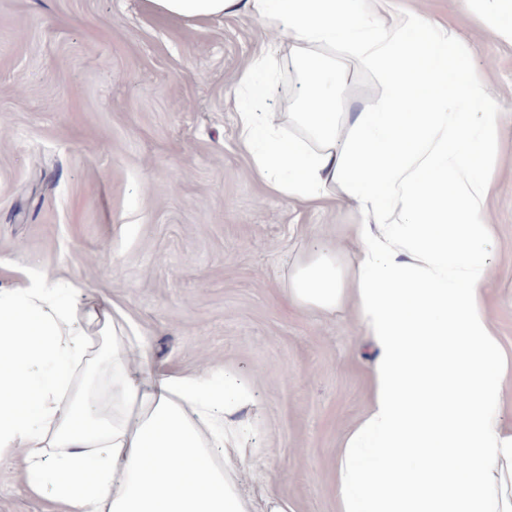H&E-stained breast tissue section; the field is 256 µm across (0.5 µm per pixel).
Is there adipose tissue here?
<instances>
[{"label":"adipose tissue","instance_id":"adipose-tissue-1","mask_svg":"<svg viewBox=\"0 0 512 512\" xmlns=\"http://www.w3.org/2000/svg\"><path fill=\"white\" fill-rule=\"evenodd\" d=\"M145 3L188 23L245 10L288 43L302 135L257 111L271 89L260 55L234 90L239 142L273 194L341 195L363 215L352 260L319 250L285 288L304 311L351 304L372 350L371 401L336 458L339 512H512V357L489 317L485 250L499 104L455 31L393 0ZM339 52L378 78L377 101L341 111ZM254 405L220 365L157 363L117 301L47 273L0 285V454L20 455L28 488L65 512H255L239 485Z\"/></svg>","mask_w":512,"mask_h":512}]
</instances>
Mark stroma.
I'll return each mask as SVG.
<instances>
[{"label":"stroma","instance_id":"obj_1","mask_svg":"<svg viewBox=\"0 0 512 512\" xmlns=\"http://www.w3.org/2000/svg\"><path fill=\"white\" fill-rule=\"evenodd\" d=\"M399 4L450 22L500 101L488 303L512 355V44L483 0ZM289 53L247 12L187 24L143 0H0V278L87 285L150 332L165 365H224L255 395L242 490L258 506L274 494L293 512H337L336 451L367 407L369 356L349 309L301 311L284 288L315 248L353 253L362 215L272 194L238 142L241 70L274 62L258 109L287 118L302 80ZM341 64L346 104L381 95L358 62ZM52 508L19 457H0V512Z\"/></svg>","mask_w":512,"mask_h":512}]
</instances>
